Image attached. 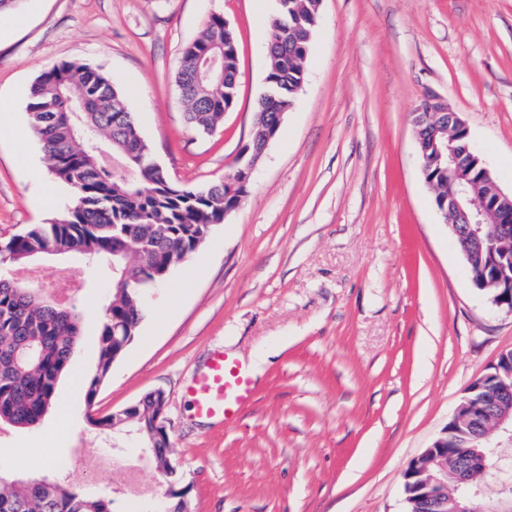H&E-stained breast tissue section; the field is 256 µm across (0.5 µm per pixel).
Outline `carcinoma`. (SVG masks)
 Instances as JSON below:
<instances>
[{"label":"carcinoma","mask_w":512,"mask_h":512,"mask_svg":"<svg viewBox=\"0 0 512 512\" xmlns=\"http://www.w3.org/2000/svg\"><path fill=\"white\" fill-rule=\"evenodd\" d=\"M319 0H279V13L267 30V85L279 89L278 111L258 104V120L279 126L285 111L306 78V60L318 24ZM224 55V72L238 73L236 32L224 27V16L212 14L202 36L182 52L175 80L182 94L186 122L199 135L211 134L236 102L237 89L205 74V61ZM81 93L87 111L74 118L70 99ZM126 94L112 76L88 64L63 60L36 78L27 105L30 125L39 137L54 177L73 187L74 206L50 224H33L24 233L0 243V425L33 428L52 408L58 382L81 336L83 317L74 308L45 297L44 289L10 279L4 268L27 263L51 251L75 255L91 267L122 261L125 284L112 291L103 308L97 367L87 385L86 401L93 405L98 386L112 365L138 336L145 302L143 292L164 280L166 266L176 268L201 246L211 228L224 223L247 192L242 174L233 169L224 179L199 187L174 181L153 161L151 148L131 112L122 111ZM119 156L133 157L130 177L100 163L95 145ZM435 188H446L452 177L447 163L429 164L423 173ZM38 357L26 365L16 362L29 344ZM500 380L488 379L469 398L496 410ZM156 413V402L144 399L123 410L127 424L142 426L141 418ZM478 427L465 421L448 436V483L455 470L468 464L480 442ZM0 512H112V500L91 494L64 478L46 485L41 478L0 476Z\"/></svg>","instance_id":"obj_1"}]
</instances>
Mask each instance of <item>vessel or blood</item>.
Masks as SVG:
<instances>
[{"mask_svg": "<svg viewBox=\"0 0 512 512\" xmlns=\"http://www.w3.org/2000/svg\"><path fill=\"white\" fill-rule=\"evenodd\" d=\"M192 407L198 416L229 421L239 407L253 396L250 379L239 365L228 362L223 351H215L205 371L189 388Z\"/></svg>", "mask_w": 512, "mask_h": 512, "instance_id": "vessel-or-blood-1", "label": "vessel or blood"}]
</instances>
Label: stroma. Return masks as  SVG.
Returning a JSON list of instances; mask_svg holds the SVG:
<instances>
[{
    "instance_id": "35a3bbf8",
    "label": "stroma",
    "mask_w": 512,
    "mask_h": 512,
    "mask_svg": "<svg viewBox=\"0 0 512 512\" xmlns=\"http://www.w3.org/2000/svg\"><path fill=\"white\" fill-rule=\"evenodd\" d=\"M278 0H22L0 15V241L72 206L26 107L62 59L127 95L156 163L178 183L221 180L250 137ZM235 29L238 96L215 132L191 131L174 77L210 15ZM22 25H15V16ZM435 95L463 118L512 191V0H322L303 91L240 207L154 289L137 337L94 406L61 380L65 430L0 426V473H60L112 512H152L168 490L134 437L90 425L166 395L168 460L188 512H407L403 473L441 437L467 388L512 349V311L473 284L425 182L412 115ZM83 316L73 362L95 367L112 269L76 257L14 265ZM265 358L232 422L201 424L185 390L214 350Z\"/></svg>"
}]
</instances>
